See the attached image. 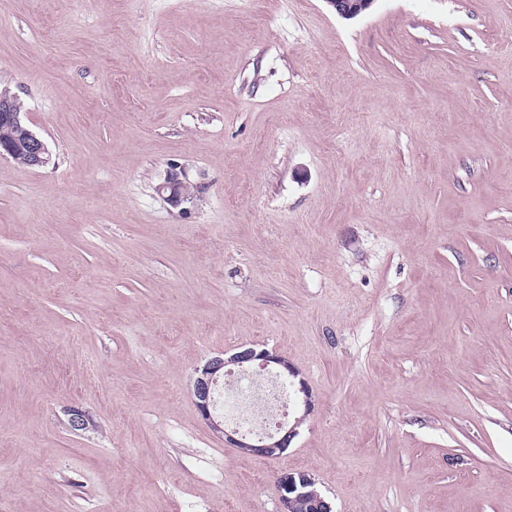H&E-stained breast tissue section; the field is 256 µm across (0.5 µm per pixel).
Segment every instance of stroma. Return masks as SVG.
<instances>
[{
	"label": "stroma",
	"mask_w": 512,
	"mask_h": 512,
	"mask_svg": "<svg viewBox=\"0 0 512 512\" xmlns=\"http://www.w3.org/2000/svg\"><path fill=\"white\" fill-rule=\"evenodd\" d=\"M512 0H0V512H512ZM199 192L170 207V168ZM259 345L313 413L190 393ZM82 412L84 428L71 425ZM10 91L0 92V127L18 130L22 142L3 138L0 139V156L8 157L24 167H45L50 163V153L44 140L39 137L25 122L24 103ZM23 108H19L18 104ZM8 129H0L1 137L16 138L19 133ZM228 366L244 373H273L284 379L299 377L298 370L288 360L273 351L255 347L243 348L228 357L215 356L195 370L192 391L202 418L219 434L224 443L239 452L262 458H277L289 448L298 435V426L314 409L312 391L304 378H299L294 394H302L297 404L302 414L293 424H282L275 434H267L276 426L287 408L288 395L283 383L272 377L237 376L221 397L224 417L217 412L216 392L224 373L231 372ZM253 430L243 433L237 427H228L224 419ZM266 434V435H262ZM316 480L305 472H284L277 477L276 492L279 512H297L302 503L308 501L314 505V512H334L331 501L315 488ZM302 512H312L302 505Z\"/></svg>",
	"instance_id": "obj_1"
}]
</instances>
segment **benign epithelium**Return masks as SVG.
Masks as SVG:
<instances>
[{
	"label": "benign epithelium",
	"mask_w": 512,
	"mask_h": 512,
	"mask_svg": "<svg viewBox=\"0 0 512 512\" xmlns=\"http://www.w3.org/2000/svg\"><path fill=\"white\" fill-rule=\"evenodd\" d=\"M336 13L344 18H354L366 11L374 0H327ZM20 132L22 142L0 139V156L8 157L24 167H45L50 163V153L44 140L24 120L16 95L8 90L0 92V127ZM158 193L172 207L178 208L195 199L191 184L183 172L171 169L158 187ZM233 366L244 373H273L284 379H298L301 395L297 404L302 414L293 424H283L274 434L255 435L243 433L236 427H228L224 417L217 412L216 392L226 367ZM196 406L202 418L217 433L224 436V443L244 454L262 458H277L289 448L298 435V426L314 409L312 391L305 379L288 360L273 351L255 347L243 348L228 357L215 356L195 370L192 386ZM316 480L305 472H284L277 477L276 492L279 512H297L302 503L314 505L315 512H333L331 501L315 488Z\"/></svg>",
	"instance_id": "7a95c632"
}]
</instances>
